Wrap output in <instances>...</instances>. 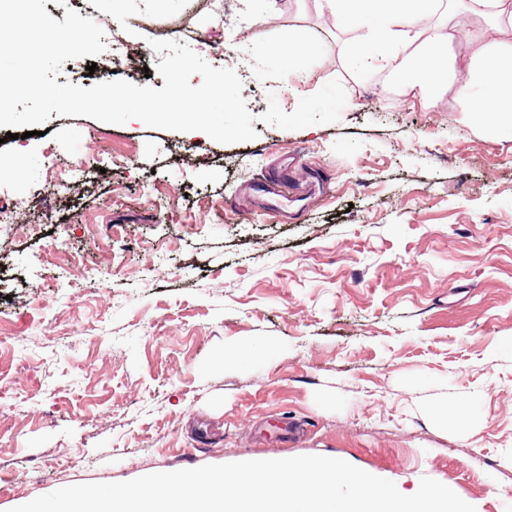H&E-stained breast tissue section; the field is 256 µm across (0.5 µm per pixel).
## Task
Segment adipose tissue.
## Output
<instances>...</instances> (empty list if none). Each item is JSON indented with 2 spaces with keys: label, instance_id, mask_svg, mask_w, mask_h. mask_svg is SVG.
Listing matches in <instances>:
<instances>
[{
  "label": "adipose tissue",
  "instance_id": "adipose-tissue-1",
  "mask_svg": "<svg viewBox=\"0 0 512 512\" xmlns=\"http://www.w3.org/2000/svg\"><path fill=\"white\" fill-rule=\"evenodd\" d=\"M337 26L357 31L349 57L358 65L390 70L415 94L446 83L450 60L447 38L430 41L417 62L407 50L420 34L415 21L436 5V0H323ZM495 20L512 19V0H446L445 18L456 29L461 13ZM458 109L478 116L501 133L512 135V46L481 40L468 73L458 83Z\"/></svg>",
  "mask_w": 512,
  "mask_h": 512
}]
</instances>
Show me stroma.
<instances>
[{"label": "stroma", "mask_w": 512, "mask_h": 512, "mask_svg": "<svg viewBox=\"0 0 512 512\" xmlns=\"http://www.w3.org/2000/svg\"><path fill=\"white\" fill-rule=\"evenodd\" d=\"M89 65L162 88L153 39L253 69L254 140L51 116L10 139L0 206V512L59 488L247 460L321 455L412 488L429 477L476 512L512 503V139L456 110V86L407 94L351 64L352 31L318 0H123ZM296 32L304 71L278 57ZM449 50L464 77L476 34ZM137 51L135 65L112 47ZM339 122H260L331 80ZM296 158L320 194L259 207L257 175ZM245 343L268 354L225 362ZM465 407V421L450 418ZM319 52L318 45L307 37L297 34L288 41V50L282 53V63L288 70H299Z\"/></svg>", "instance_id": "1"}]
</instances>
